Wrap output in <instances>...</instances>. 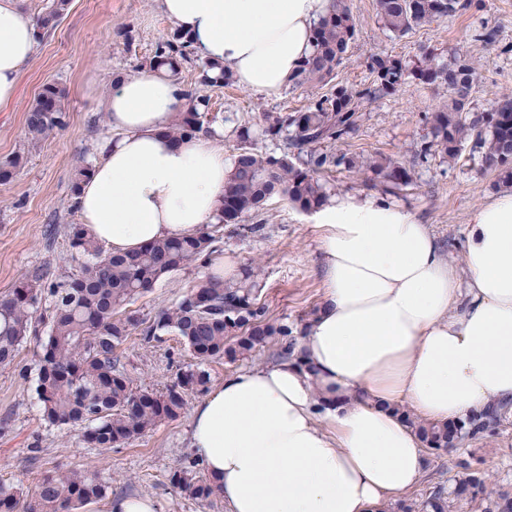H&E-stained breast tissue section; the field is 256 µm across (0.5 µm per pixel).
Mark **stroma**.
<instances>
[{
	"label": "stroma",
	"instance_id": "obj_1",
	"mask_svg": "<svg viewBox=\"0 0 512 512\" xmlns=\"http://www.w3.org/2000/svg\"><path fill=\"white\" fill-rule=\"evenodd\" d=\"M357 37L336 70L335 84L367 85L366 63L385 51L406 59L421 48H461L478 62V80L471 96L476 110H490L497 99L512 93V0H472V7L396 36L383 29L376 0H347ZM173 23L157 0H71L67 16L46 36L38 37L35 53L23 71L16 99L0 106V161L16 154L26 163L12 179L0 183V296L7 294L26 271L47 268L54 277L74 273L66 228L81 223L71 211V181L76 169L99 159L98 142L111 131L104 100L115 75L135 74L160 36ZM496 34L493 42L476 41L479 28ZM66 89L65 126L54 137L31 144L25 116L44 84ZM318 86L284 87L267 96L241 86L212 90L217 106L216 129L237 123H258L264 112H291L320 95ZM448 97L447 92L409 84L393 95L364 100L360 126L338 142L340 150L369 156L380 153L402 162L415 161L427 132L425 116ZM416 182L397 197V204L429 226L443 253L461 263L472 212L500 193L496 173L481 170L478 155L464 147L459 158L433 155L416 162ZM273 219L260 231L251 219L226 225L220 233L219 257L237 265L259 262L261 298L273 318L298 323L319 303L324 282L322 231L313 214L301 212L281 198L267 205ZM193 266L160 280L132 305L154 317L171 307L193 281L205 275ZM119 352L135 387L145 389L171 382L193 359L180 339L170 335L155 346L129 337ZM39 347L24 343L13 366L0 367V481L34 491L44 475L84 464L96 466L109 480L113 495H145L155 512H226L222 497L201 505L171 487L168 475L195 457L189 445L190 412L168 421L138 440L107 450L89 447L77 427L49 425L41 416L37 395ZM484 458L496 484L512 487V424L498 434L458 449L456 455Z\"/></svg>",
	"mask_w": 512,
	"mask_h": 512
}]
</instances>
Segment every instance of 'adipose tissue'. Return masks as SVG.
<instances>
[{
  "mask_svg": "<svg viewBox=\"0 0 512 512\" xmlns=\"http://www.w3.org/2000/svg\"><path fill=\"white\" fill-rule=\"evenodd\" d=\"M328 0H159L204 58L244 88L278 94L312 52ZM20 0H0V106L34 55ZM180 88L143 69L106 100L110 138L78 208L113 252L193 235L224 203L233 160L214 140L172 139ZM323 229L320 309L302 362L246 369L193 408L190 446L228 512H377L422 476V444L399 414L461 420L512 400V191L470 218L463 268L428 225L372 196H339Z\"/></svg>",
  "mask_w": 512,
  "mask_h": 512,
  "instance_id": "adipose-tissue-1",
  "label": "adipose tissue"
}]
</instances>
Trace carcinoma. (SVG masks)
Here are the masks:
<instances>
[{"label":"carcinoma","mask_w":512,"mask_h":512,"mask_svg":"<svg viewBox=\"0 0 512 512\" xmlns=\"http://www.w3.org/2000/svg\"><path fill=\"white\" fill-rule=\"evenodd\" d=\"M70 0H51L37 27L46 34L66 15ZM469 0H377L378 17L389 31L403 36L412 29L461 14ZM356 36V25L346 0H329L326 14L314 26L310 57L293 83L329 84ZM191 40L173 28L155 44L153 54L139 68L162 70L182 85V65L189 58ZM367 67L370 85L332 86L330 91L295 112H264L259 124H240L232 130L237 141L234 163L224 190V206L216 223L197 235L175 237L143 250L116 254L94 240L86 225H69L68 239L78 270L51 278L42 268L22 275L20 286L0 297V366L13 364L22 345L39 340L37 394L43 420L57 426H84L83 441L92 448L109 449L131 443L160 424L177 419L190 395L203 394L211 382L205 365L215 360L234 363L267 346L275 356L302 362L300 338L319 305L305 314L297 330L273 320L261 301L260 272L251 263L237 277L204 275L196 279L174 306L145 320L130 309L135 299L159 280L199 262L209 265L217 253V233L249 215L265 214L267 202L282 196L303 212L312 213L332 197L320 175L333 170L363 172L386 192L414 184L412 167L380 155L359 161L353 156L324 150L352 136L359 127L361 101L391 95L410 82L449 92L427 118L429 131L419 157L439 153L456 159L464 143L473 142L480 166L497 173L498 181L512 184V96L504 94L488 112H473L469 100L477 81V67L468 52L451 54L425 49L413 59L387 52L372 54ZM231 71L220 63L200 62L194 88L183 89L184 104L169 126V136H210L211 96L205 90L231 87ZM67 93L46 84L30 105L25 119L29 142L37 143L66 124ZM285 139V149L260 152L257 136ZM24 163L16 154L0 162V183L8 182ZM47 325L46 336H40ZM166 335L179 337L195 363L180 371L175 381L151 390L133 389L132 379L120 367L118 347L130 336L149 344ZM509 404L497 403L464 420L431 422L402 406L396 411L413 428L422 447L432 454L446 453L468 440H480L503 426ZM484 460L460 459L451 490L436 486L421 500L400 499L380 512H501V502L512 501V491L491 487ZM198 463L169 474L180 494L209 502L219 494L214 478L197 470ZM107 485L94 466L54 472L42 478L29 494L0 482V512H76L106 496Z\"/></svg>","instance_id":"1"}]
</instances>
